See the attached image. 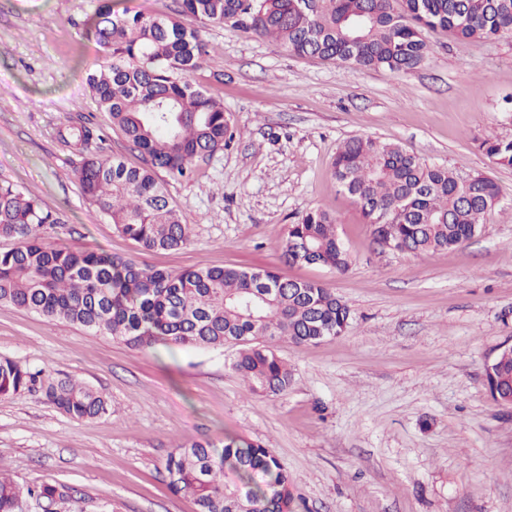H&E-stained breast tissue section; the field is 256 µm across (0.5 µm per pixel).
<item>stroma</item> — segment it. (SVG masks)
I'll use <instances>...</instances> for the list:
<instances>
[{
  "label": "stroma",
  "mask_w": 512,
  "mask_h": 512,
  "mask_svg": "<svg viewBox=\"0 0 512 512\" xmlns=\"http://www.w3.org/2000/svg\"><path fill=\"white\" fill-rule=\"evenodd\" d=\"M99 0H0V181L38 194L62 221L54 245L177 273L274 268L324 283L350 307L345 333L278 342L293 383L252 394L236 349H134L76 325L0 305V360L102 392L108 414L75 420L42 389L0 399V465L22 487L57 484L53 512H196L173 493L168 454L242 437L272 449L292 480V512H512V406L485 369L512 345V167L478 139H512V37L479 41L423 29L426 62L408 72L289 55L280 42L210 24L192 80L221 97L234 143L167 182L192 229L179 250L144 251L84 196L85 155L142 163L87 77L105 63ZM86 124V152L60 137ZM353 136L394 141L461 178L496 183L502 206L455 249L407 255L378 246L337 192L332 162ZM312 209L337 221L347 271L282 260L289 225Z\"/></svg>",
  "instance_id": "35a3bbf8"
}]
</instances>
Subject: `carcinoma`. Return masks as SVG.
Segmentation results:
<instances>
[{"mask_svg":"<svg viewBox=\"0 0 512 512\" xmlns=\"http://www.w3.org/2000/svg\"><path fill=\"white\" fill-rule=\"evenodd\" d=\"M176 0L174 15L115 13L101 6L95 28L109 64L88 75L90 90L112 126L142 155L129 167L119 157L84 159L78 178L85 197L116 229L145 250H175L191 242L159 174L192 176L194 162L228 146L236 135L221 98L190 79L209 54L199 34L208 23L272 37L299 57L360 68L410 71L428 57L423 28L471 40L512 35V0ZM80 149L92 131L69 128ZM479 149L512 166V140L488 137ZM338 190L373 227L374 241L404 254L453 249L471 239L499 203L495 182H468L448 167L429 166L402 146L369 137L343 142L333 162ZM62 217L42 199L0 183V237L16 246L0 252V303L110 335L133 348L173 344L237 347L234 370L249 391L288 390L293 375L273 342L317 344L346 331L351 310L317 281L275 269L204 267L179 273L145 269L120 256L57 248L39 229ZM282 258L336 272L350 258L336 219L310 210L288 227ZM491 397L512 404V346L487 365ZM40 386L47 399L82 420L107 414L104 395L67 377L54 379L11 360L0 361V397ZM170 489L192 497L197 512H292V484L273 451L245 438L222 447L193 443L166 460ZM49 505L64 487L23 489L0 476V512H19V495Z\"/></svg>","mask_w":512,"mask_h":512,"instance_id":"cac0c4a2","label":"carcinoma"}]
</instances>
